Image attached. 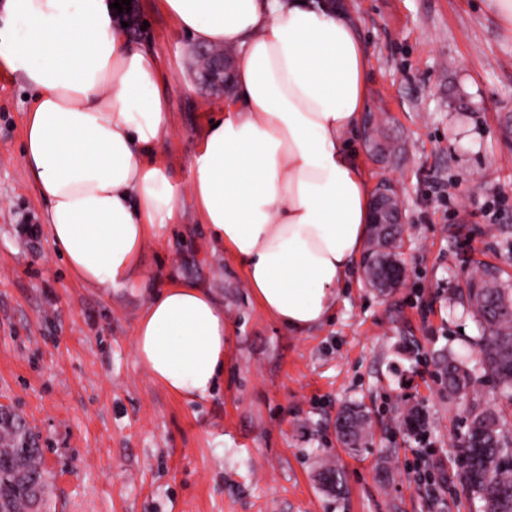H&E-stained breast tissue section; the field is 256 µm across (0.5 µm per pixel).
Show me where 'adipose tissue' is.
Returning a JSON list of instances; mask_svg holds the SVG:
<instances>
[{
    "label": "adipose tissue",
    "instance_id": "1",
    "mask_svg": "<svg viewBox=\"0 0 512 512\" xmlns=\"http://www.w3.org/2000/svg\"><path fill=\"white\" fill-rule=\"evenodd\" d=\"M181 34L235 54L234 91L206 129L190 194L252 296L302 334L334 312L370 230L372 188L348 138L369 66L356 25L328 0H162ZM0 63L34 90L24 164L72 276L129 291L178 190L153 157L168 125L151 55L110 0H5ZM136 359L170 392L207 399L224 381V305L170 281L148 291Z\"/></svg>",
    "mask_w": 512,
    "mask_h": 512
}]
</instances>
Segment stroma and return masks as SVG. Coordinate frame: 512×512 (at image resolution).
I'll return each mask as SVG.
<instances>
[{
	"instance_id": "stroma-1",
	"label": "stroma",
	"mask_w": 512,
	"mask_h": 512,
	"mask_svg": "<svg viewBox=\"0 0 512 512\" xmlns=\"http://www.w3.org/2000/svg\"><path fill=\"white\" fill-rule=\"evenodd\" d=\"M344 4L368 54L366 110L381 121L377 143L352 141L371 185L390 183L402 202L407 275L383 294L351 274L333 316L300 336L251 297L189 193L227 92L201 84L196 45L160 0H131L126 33L154 57L169 112L155 159L180 191L139 270L147 284L175 275L224 303V384L202 401L138 363L145 295L104 297L55 253L23 162L30 88L0 69V411L43 451L42 512H476L457 461L465 406L439 366L461 357L471 396L498 391L456 297L474 262L512 273V27L487 0ZM348 403L373 422L356 456L335 430ZM413 406L417 436L403 425ZM334 466L337 491L322 480Z\"/></svg>"
}]
</instances>
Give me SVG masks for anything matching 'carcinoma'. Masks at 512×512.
Here are the masks:
<instances>
[{
  "label": "carcinoma",
  "mask_w": 512,
  "mask_h": 512,
  "mask_svg": "<svg viewBox=\"0 0 512 512\" xmlns=\"http://www.w3.org/2000/svg\"><path fill=\"white\" fill-rule=\"evenodd\" d=\"M371 239L377 246L396 249L402 241V228L374 226ZM478 322L475 339L478 360L484 371L499 378L503 394L512 398V290L494 268L480 264L460 290ZM448 396L465 394L468 373L450 361L442 367ZM466 439L458 448L463 477L478 512H512V420L493 405H472L468 411ZM352 429L337 424V438L344 448L356 454L365 443V415L352 408L339 416ZM42 450L26 430L14 424L0 429V512H32L44 495Z\"/></svg>",
  "instance_id": "obj_1"
}]
</instances>
